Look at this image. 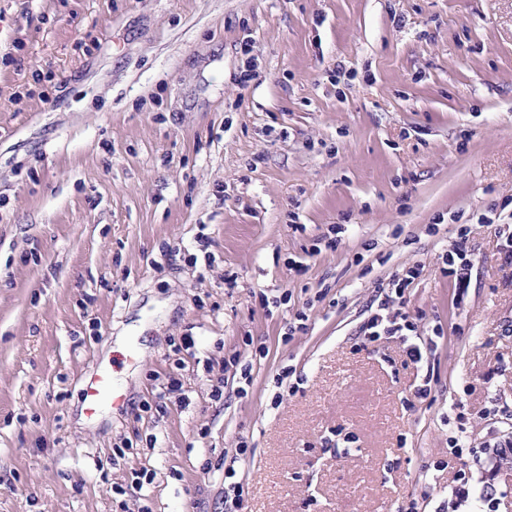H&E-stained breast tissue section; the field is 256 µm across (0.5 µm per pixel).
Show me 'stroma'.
I'll return each mask as SVG.
<instances>
[{
	"label": "stroma",
	"instance_id": "obj_1",
	"mask_svg": "<svg viewBox=\"0 0 512 512\" xmlns=\"http://www.w3.org/2000/svg\"><path fill=\"white\" fill-rule=\"evenodd\" d=\"M483 214L512 225V0H0V512H224L228 465L239 512H435L456 402L473 447L485 408L512 432ZM416 262L411 407L361 340ZM98 363L125 402L89 416ZM471 228L462 225L458 229L457 240L451 250L440 256L443 275L451 277L457 288L463 292L470 286L471 273L474 268V259L468 249V240Z\"/></svg>",
	"mask_w": 512,
	"mask_h": 512
}]
</instances>
